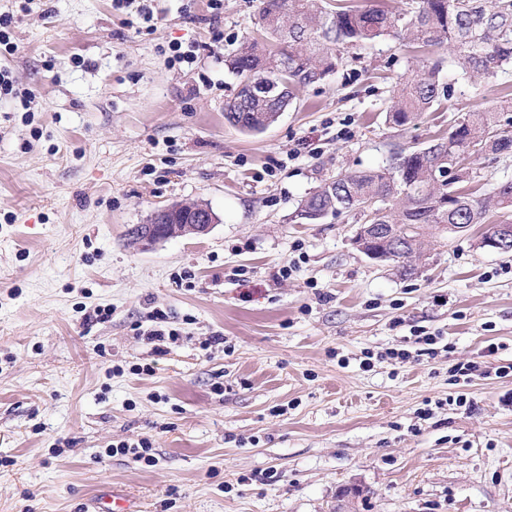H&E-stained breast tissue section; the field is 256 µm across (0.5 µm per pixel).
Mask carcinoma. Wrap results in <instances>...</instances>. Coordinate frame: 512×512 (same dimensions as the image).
<instances>
[{"instance_id": "obj_1", "label": "carcinoma", "mask_w": 512, "mask_h": 512, "mask_svg": "<svg viewBox=\"0 0 512 512\" xmlns=\"http://www.w3.org/2000/svg\"><path fill=\"white\" fill-rule=\"evenodd\" d=\"M262 38L241 45L227 60L239 82H256L265 90L239 94L224 107V117L246 113L241 130L260 132L276 121L294 99L293 89L324 80L336 70L340 48L363 50L387 36L413 38L428 45H447L455 54L459 75L478 85L512 63V0H416L410 8L389 13L381 9H331L324 0H261ZM441 62H422L413 76L398 83L386 120L404 127L429 111L440 98H451L452 84L440 82ZM505 106L467 112L446 138L424 147L395 153L391 163L368 171L339 173L301 201L296 217L311 224L328 216L360 209L375 201L371 224L386 225L390 243L375 244L394 255L406 275L414 268L402 263L420 249L419 233L409 224H433L442 231L460 225L465 232L480 224L490 206L512 212V181L500 182L493 194L477 198L456 189L464 178L463 161L489 151L512 155V119ZM316 212L314 220L304 213Z\"/></svg>"}]
</instances>
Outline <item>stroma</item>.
<instances>
[{"label": "stroma", "mask_w": 512, "mask_h": 512, "mask_svg": "<svg viewBox=\"0 0 512 512\" xmlns=\"http://www.w3.org/2000/svg\"><path fill=\"white\" fill-rule=\"evenodd\" d=\"M150 6L146 23L112 0H0L18 91L0 99V512H91L114 492L143 512H512V376L449 375L512 363V256L481 244L500 211L425 228L410 276L357 249L360 212L296 216L325 179L499 106L512 65L395 127L385 111L416 63L456 68L387 37L246 133L224 117L226 60L259 0ZM175 44L196 61L173 62ZM467 166L478 196L512 179V157ZM187 200L216 214L208 234L129 246ZM160 310L182 335L158 355L137 329ZM416 331L439 336L434 357L381 360ZM458 395L475 409L448 406ZM145 437L154 464L104 455Z\"/></svg>", "instance_id": "1"}]
</instances>
